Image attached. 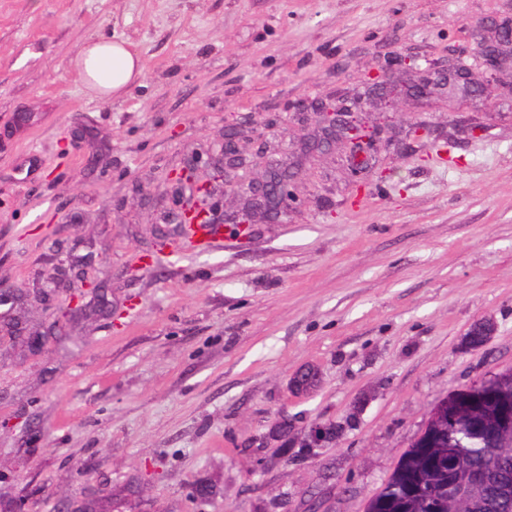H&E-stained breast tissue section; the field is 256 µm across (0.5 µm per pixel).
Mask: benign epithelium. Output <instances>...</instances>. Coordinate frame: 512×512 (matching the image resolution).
<instances>
[{"instance_id": "7a95c632", "label": "benign epithelium", "mask_w": 512, "mask_h": 512, "mask_svg": "<svg viewBox=\"0 0 512 512\" xmlns=\"http://www.w3.org/2000/svg\"><path fill=\"white\" fill-rule=\"evenodd\" d=\"M472 64H453L445 73H433L402 59L391 60L370 76L364 95L334 105L316 103L312 105L316 115L312 130L301 140L299 153L307 157L322 148L340 142L346 146L348 169L354 176L373 168V157L380 141L382 129L368 126L359 113L367 102L389 95L419 98L435 93L437 89L448 92L466 91L479 84V74L494 70L502 64L512 65V28L498 31L493 39L480 43L469 51ZM255 164L263 168L262 177L241 186L238 196L242 204L232 218V223L242 228L262 216L272 222H280L288 216L292 194L288 189L293 175L288 173V161L276 160L260 151L255 155ZM243 158L237 133L224 135L221 153L209 159L205 165L194 160L175 172L170 178L169 193L174 209L164 217V223L175 224L178 233L184 234L189 227L204 222L213 227L224 223L214 212L213 197L218 192V179L226 178L230 172L242 167ZM496 386L492 379L482 380L462 392L440 401L438 412H448V420L476 403L479 395L494 394Z\"/></svg>"}]
</instances>
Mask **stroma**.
<instances>
[{
    "label": "stroma",
    "instance_id": "1",
    "mask_svg": "<svg viewBox=\"0 0 512 512\" xmlns=\"http://www.w3.org/2000/svg\"><path fill=\"white\" fill-rule=\"evenodd\" d=\"M509 25L512 0H0V512H365L439 400L512 370V72L390 100L371 173L323 148L283 222L149 264L166 180L232 129L294 154L307 103ZM100 35L144 63L109 102L70 66ZM69 254L78 314L34 296Z\"/></svg>",
    "mask_w": 512,
    "mask_h": 512
}]
</instances>
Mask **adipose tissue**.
I'll list each match as a JSON object with an SVG mask.
<instances>
[{"label":"adipose tissue","instance_id":"adipose-tissue-1","mask_svg":"<svg viewBox=\"0 0 512 512\" xmlns=\"http://www.w3.org/2000/svg\"><path fill=\"white\" fill-rule=\"evenodd\" d=\"M71 64L83 84L106 100L122 97L144 74L143 60L137 51L125 42L103 37L87 41Z\"/></svg>","mask_w":512,"mask_h":512}]
</instances>
